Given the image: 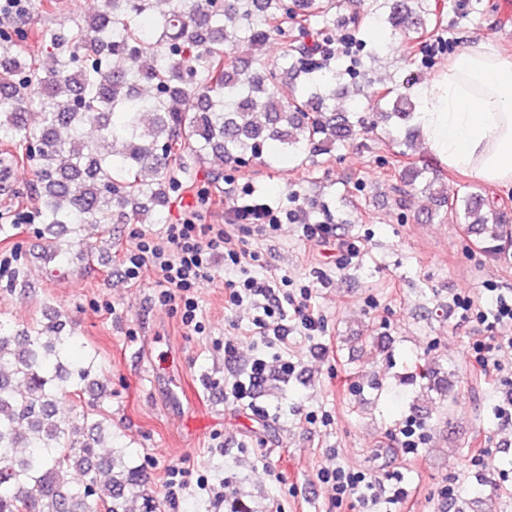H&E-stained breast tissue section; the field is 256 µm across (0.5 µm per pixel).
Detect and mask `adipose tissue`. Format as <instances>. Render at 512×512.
I'll return each instance as SVG.
<instances>
[{"instance_id":"ef3b65f1","label":"adipose tissue","mask_w":512,"mask_h":512,"mask_svg":"<svg viewBox=\"0 0 512 512\" xmlns=\"http://www.w3.org/2000/svg\"><path fill=\"white\" fill-rule=\"evenodd\" d=\"M415 122L448 169L512 184V56L468 46L420 89Z\"/></svg>"}]
</instances>
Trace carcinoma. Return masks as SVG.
Listing matches in <instances>:
<instances>
[{
    "instance_id": "carcinoma-1",
    "label": "carcinoma",
    "mask_w": 512,
    "mask_h": 512,
    "mask_svg": "<svg viewBox=\"0 0 512 512\" xmlns=\"http://www.w3.org/2000/svg\"><path fill=\"white\" fill-rule=\"evenodd\" d=\"M341 28L359 43L363 27L387 24L408 46L447 22L438 0H103L99 13L66 30L40 35L45 49L23 50L20 23L0 30V145L35 173L38 233L72 231L77 241L112 224L159 216L186 169L185 151L200 159L267 166L284 157L304 163L345 142L364 123L360 111L332 107L344 73L336 58V9ZM283 39V62L269 66L234 56ZM301 76L289 96L281 89ZM372 106L405 124L416 102L373 90ZM37 107L41 122L28 123ZM97 128L109 151L84 139ZM400 204L428 196L431 218L441 207L462 214L467 230L489 250L507 235L502 212L477 191L448 194L428 169L411 163L395 174ZM73 332L60 321H33L21 330L0 323V512H133L135 499L152 512L143 469L120 450L99 461L112 441L100 412L57 418V403L85 390L103 393L90 353L69 360ZM411 377L448 396L452 384L438 368L414 361ZM79 471L86 480L70 479Z\"/></svg>"
}]
</instances>
